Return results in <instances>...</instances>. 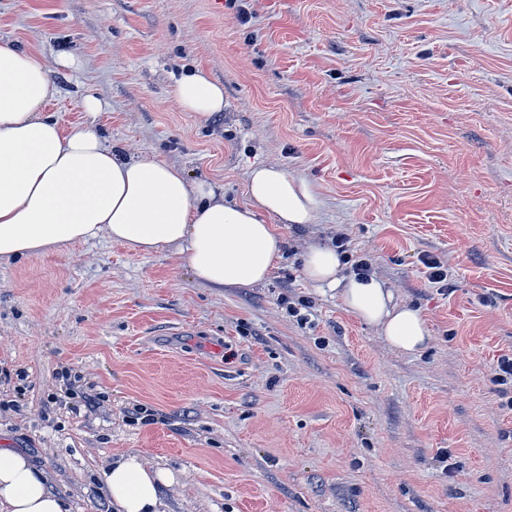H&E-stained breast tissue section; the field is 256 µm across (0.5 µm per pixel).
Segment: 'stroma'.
Here are the masks:
<instances>
[{
	"instance_id": "obj_1",
	"label": "stroma",
	"mask_w": 512,
	"mask_h": 512,
	"mask_svg": "<svg viewBox=\"0 0 512 512\" xmlns=\"http://www.w3.org/2000/svg\"><path fill=\"white\" fill-rule=\"evenodd\" d=\"M243 6L0 0V40L56 63L61 127L95 122L238 202L276 165L319 202L255 287L104 234L1 260L0 444L71 512H116L102 471L126 452L174 474L165 512H512V0ZM187 68L223 84V112L177 106ZM340 233L421 308L424 351L305 279L302 254Z\"/></svg>"
}]
</instances>
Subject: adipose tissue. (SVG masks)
<instances>
[{
  "label": "adipose tissue",
  "mask_w": 512,
  "mask_h": 512,
  "mask_svg": "<svg viewBox=\"0 0 512 512\" xmlns=\"http://www.w3.org/2000/svg\"><path fill=\"white\" fill-rule=\"evenodd\" d=\"M57 88L49 60L0 40V260L62 249L107 234L138 255L176 251L213 288L265 282L281 258L280 225L314 223L310 183L267 164L254 166L244 202L225 201L206 182L147 155L130 156L92 125L63 131L44 112ZM172 96L202 120L224 109V88L204 73L181 75ZM308 282L336 289L344 307L404 353L423 351L426 320L397 302L375 277L343 275L336 250L303 256ZM118 512H161L171 472L150 470L137 454L103 473ZM53 475L16 448L0 446V512H69L50 489Z\"/></svg>",
  "instance_id": "adipose-tissue-1"
}]
</instances>
